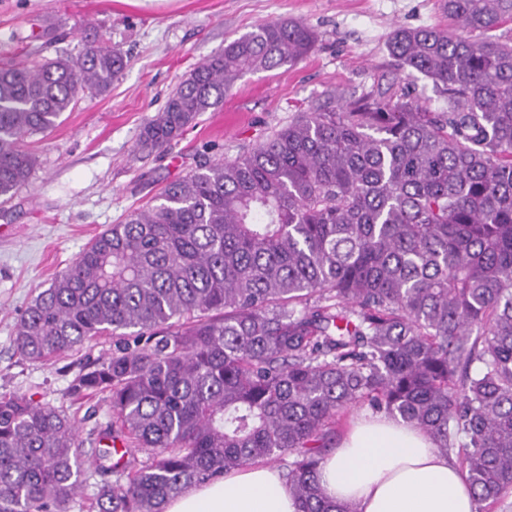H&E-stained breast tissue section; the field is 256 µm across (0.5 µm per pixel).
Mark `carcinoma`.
<instances>
[{"label": "carcinoma", "mask_w": 512, "mask_h": 512, "mask_svg": "<svg viewBox=\"0 0 512 512\" xmlns=\"http://www.w3.org/2000/svg\"><path fill=\"white\" fill-rule=\"evenodd\" d=\"M451 28L393 31L391 55L430 79L432 112L405 92L317 105L232 159L206 160L111 224L15 325L30 362L112 335L68 387L108 394L88 457L75 417L0 396V512H164L188 487L285 462L298 512L336 420L366 406L417 424L453 456L477 509L512 493V0H443ZM316 33L265 20L170 93L140 134L171 143L244 75L293 65ZM125 56L0 65V197L25 186L24 140L78 95H103ZM145 459H140V454Z\"/></svg>", "instance_id": "cac0c4a2"}]
</instances>
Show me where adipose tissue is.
I'll use <instances>...</instances> for the list:
<instances>
[{"label":"adipose tissue","mask_w":512,"mask_h":512,"mask_svg":"<svg viewBox=\"0 0 512 512\" xmlns=\"http://www.w3.org/2000/svg\"><path fill=\"white\" fill-rule=\"evenodd\" d=\"M333 502L359 512H475L472 490L416 424L386 414L358 417L320 465ZM165 512H297L278 470L261 462L193 485Z\"/></svg>","instance_id":"adipose-tissue-1"}]
</instances>
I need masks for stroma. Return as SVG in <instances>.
<instances>
[{"mask_svg": "<svg viewBox=\"0 0 512 512\" xmlns=\"http://www.w3.org/2000/svg\"><path fill=\"white\" fill-rule=\"evenodd\" d=\"M303 22L318 35L296 65L244 75L224 105L202 113L165 149L138 144L170 92L225 43L270 19ZM442 0H0V62L75 56L100 40L128 60L104 96H78L46 136L29 139L39 163L29 182L0 205V394H19L74 413L85 448L106 422L104 396L79 401L68 385L84 365L111 352L112 339L32 363L14 351L27 304L108 225L151 202L201 159H231L287 126L297 113L370 92L409 89L440 110L433 84L398 66L387 42L396 27L444 26ZM43 38L28 42L31 30Z\"/></svg>", "mask_w": 512, "mask_h": 512, "instance_id": "stroma-1", "label": "stroma"}]
</instances>
